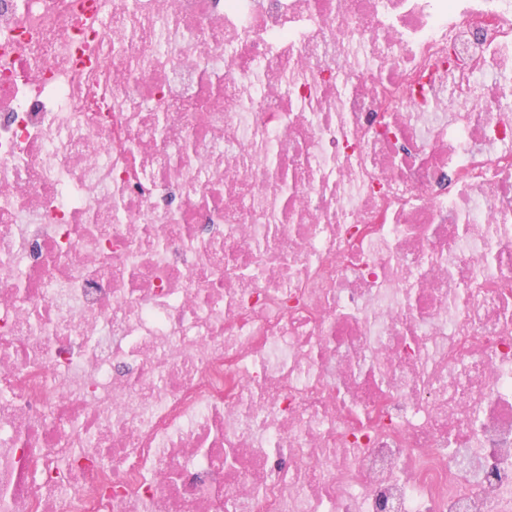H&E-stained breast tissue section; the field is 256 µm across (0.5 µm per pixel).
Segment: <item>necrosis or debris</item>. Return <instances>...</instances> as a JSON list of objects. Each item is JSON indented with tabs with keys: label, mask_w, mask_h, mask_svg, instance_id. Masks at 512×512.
Segmentation results:
<instances>
[{
	"label": "necrosis or debris",
	"mask_w": 512,
	"mask_h": 512,
	"mask_svg": "<svg viewBox=\"0 0 512 512\" xmlns=\"http://www.w3.org/2000/svg\"><path fill=\"white\" fill-rule=\"evenodd\" d=\"M0 512H512V0H0Z\"/></svg>",
	"instance_id": "obj_1"
}]
</instances>
